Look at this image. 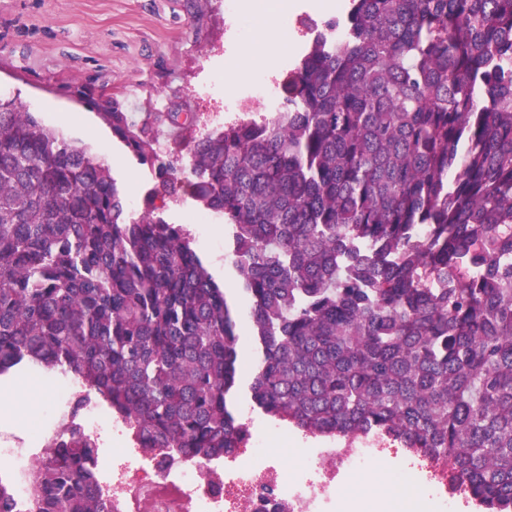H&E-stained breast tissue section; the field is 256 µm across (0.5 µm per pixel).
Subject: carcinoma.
I'll return each instance as SVG.
<instances>
[{
    "mask_svg": "<svg viewBox=\"0 0 512 512\" xmlns=\"http://www.w3.org/2000/svg\"><path fill=\"white\" fill-rule=\"evenodd\" d=\"M342 30L339 40L327 30ZM272 118L198 137L195 180L118 110L112 133L231 226L259 353L253 403L393 441L512 512V0H350L308 26ZM237 321L187 229L129 214L109 169L0 100V377L57 369L144 448L241 447ZM37 512H110L97 443L64 429Z\"/></svg>",
    "mask_w": 512,
    "mask_h": 512,
    "instance_id": "carcinoma-1",
    "label": "carcinoma"
}]
</instances>
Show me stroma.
<instances>
[{
    "instance_id": "1",
    "label": "stroma",
    "mask_w": 512,
    "mask_h": 512,
    "mask_svg": "<svg viewBox=\"0 0 512 512\" xmlns=\"http://www.w3.org/2000/svg\"><path fill=\"white\" fill-rule=\"evenodd\" d=\"M308 0H288L279 14L290 38L278 72L269 75L278 84L282 72L301 57L307 37L301 16L324 22L342 16L349 0H339L331 11H307ZM225 0H0V98L21 104L66 140L86 147L98 161L118 154L120 164L110 172L125 194L130 211L146 206L154 185L151 169L140 163L126 145L112 134L104 120L112 107L135 111L139 127L163 139L160 111L194 112L197 133L227 124L224 110V70L251 40L250 31H229ZM208 95H200V88ZM191 195L167 202L161 217L170 224L190 228L192 246L213 280L224 290L237 317L239 372L228 396L234 410L249 409V429L268 438L272 459L293 467L290 443L303 448L329 447L328 439L314 437L254 408L250 382L258 361L248 296L231 258L232 233L223 219L196 224L192 215L203 214ZM58 373L25 376L15 400L34 409L30 419L14 424L0 419V432L10 431L36 447L31 431L39 425H56L59 409L54 390ZM96 415L102 427L98 440L97 473L110 474L115 449L124 447L121 424L105 406Z\"/></svg>"
}]
</instances>
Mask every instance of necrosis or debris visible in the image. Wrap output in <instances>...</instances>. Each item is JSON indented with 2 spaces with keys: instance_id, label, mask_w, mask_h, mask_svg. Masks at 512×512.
Masks as SVG:
<instances>
[{
  "instance_id": "necrosis-or-debris-1",
  "label": "necrosis or debris",
  "mask_w": 512,
  "mask_h": 512,
  "mask_svg": "<svg viewBox=\"0 0 512 512\" xmlns=\"http://www.w3.org/2000/svg\"><path fill=\"white\" fill-rule=\"evenodd\" d=\"M281 98L268 82L241 91L225 104L228 112L279 111ZM381 443L321 448L286 468L269 457L253 437L223 464L189 462L163 449L134 445L122 449L105 490L112 512H323L336 503V473L364 468L382 454ZM0 456L8 458L6 478L15 512H31L36 488L25 478L34 458L0 434Z\"/></svg>"
}]
</instances>
